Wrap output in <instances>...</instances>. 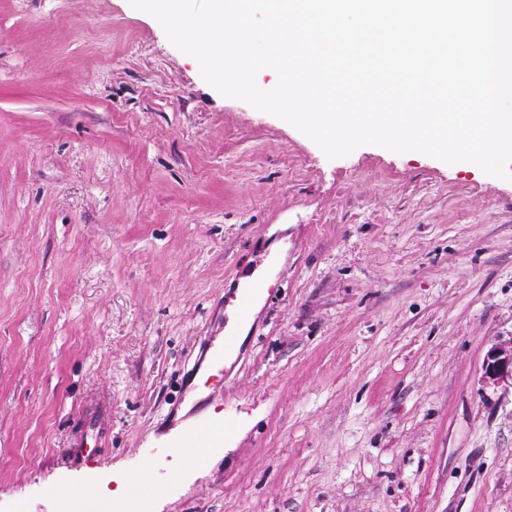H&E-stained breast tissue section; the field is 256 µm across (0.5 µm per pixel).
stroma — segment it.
<instances>
[{
    "label": "stroma",
    "instance_id": "35a3bbf8",
    "mask_svg": "<svg viewBox=\"0 0 512 512\" xmlns=\"http://www.w3.org/2000/svg\"><path fill=\"white\" fill-rule=\"evenodd\" d=\"M509 342L512 181L327 158L129 0H0V512H512ZM485 374L493 380H512V342L509 347L497 346L489 351ZM200 435H204L211 441L217 442L224 438V425L202 420L185 432L176 447H174V450L190 457L196 456L203 449L199 441Z\"/></svg>",
    "mask_w": 512,
    "mask_h": 512
}]
</instances>
